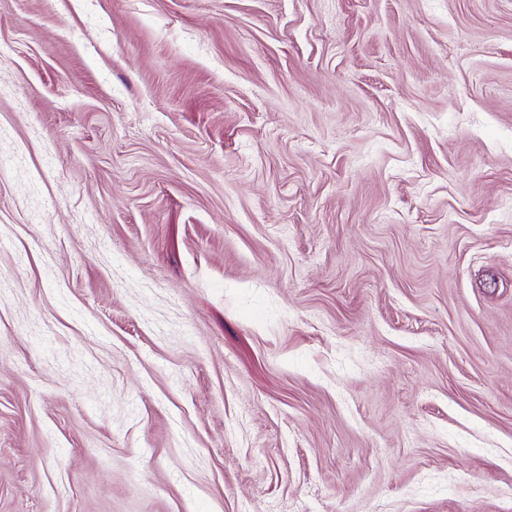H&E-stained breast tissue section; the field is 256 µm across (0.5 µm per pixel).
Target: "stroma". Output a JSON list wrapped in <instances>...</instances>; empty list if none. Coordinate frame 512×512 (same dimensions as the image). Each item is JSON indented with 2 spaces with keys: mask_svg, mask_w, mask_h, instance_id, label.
I'll use <instances>...</instances> for the list:
<instances>
[{
  "mask_svg": "<svg viewBox=\"0 0 512 512\" xmlns=\"http://www.w3.org/2000/svg\"><path fill=\"white\" fill-rule=\"evenodd\" d=\"M0 512H512V0H0Z\"/></svg>",
  "mask_w": 512,
  "mask_h": 512,
  "instance_id": "35a3bbf8",
  "label": "stroma"
}]
</instances>
